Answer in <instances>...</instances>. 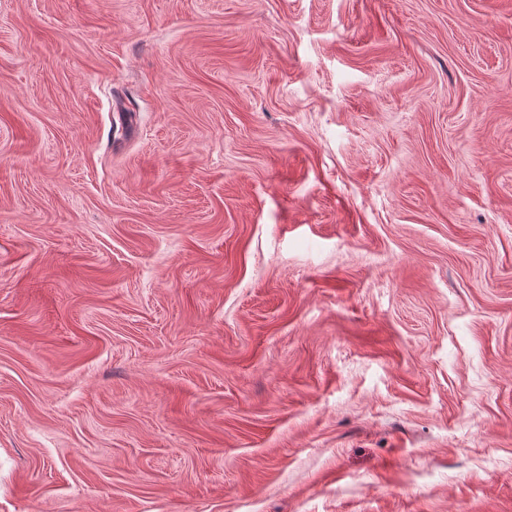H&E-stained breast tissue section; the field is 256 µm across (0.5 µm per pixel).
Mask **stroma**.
Segmentation results:
<instances>
[{"instance_id":"1","label":"stroma","mask_w":512,"mask_h":512,"mask_svg":"<svg viewBox=\"0 0 512 512\" xmlns=\"http://www.w3.org/2000/svg\"><path fill=\"white\" fill-rule=\"evenodd\" d=\"M0 512H512V0H0Z\"/></svg>"}]
</instances>
